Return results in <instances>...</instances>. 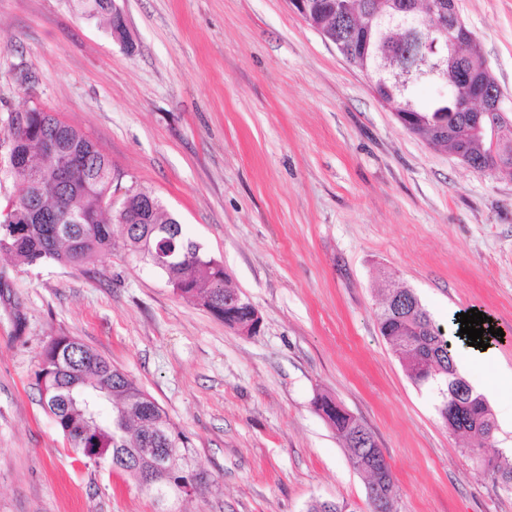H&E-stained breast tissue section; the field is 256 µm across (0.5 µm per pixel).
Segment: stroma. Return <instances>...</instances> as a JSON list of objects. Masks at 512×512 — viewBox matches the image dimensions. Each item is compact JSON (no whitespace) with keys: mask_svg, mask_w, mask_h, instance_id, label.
I'll use <instances>...</instances> for the list:
<instances>
[{"mask_svg":"<svg viewBox=\"0 0 512 512\" xmlns=\"http://www.w3.org/2000/svg\"><path fill=\"white\" fill-rule=\"evenodd\" d=\"M133 48L77 0H0V118L37 107L84 132L222 260L262 317L245 336L124 251L84 268L0 255V512H162L109 465L76 461L35 371L70 336L135 379L213 485L179 512H369L367 480L314 406L375 435L395 512H512L467 437L381 336L386 283L447 325L505 336L458 371L512 401V183L431 148L287 0H116ZM512 108V0H458Z\"/></svg>","mask_w":512,"mask_h":512,"instance_id":"35a3bbf8","label":"stroma"}]
</instances>
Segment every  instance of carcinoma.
Listing matches in <instances>:
<instances>
[{
	"label": "carcinoma",
	"mask_w": 512,
	"mask_h": 512,
	"mask_svg": "<svg viewBox=\"0 0 512 512\" xmlns=\"http://www.w3.org/2000/svg\"><path fill=\"white\" fill-rule=\"evenodd\" d=\"M359 13L355 35L363 49L354 53L351 65L367 71L377 82L375 92L394 105L409 121L401 126L422 137L437 149L457 148L481 160L475 170L495 174L497 157L485 142L469 131L467 113L454 106V95L463 86L451 88L450 96L417 102L411 87L424 79L429 65L414 59V38L408 28L383 26L381 19L399 13L403 0H349ZM415 29L429 24L435 0H415ZM85 12L112 20V0H85ZM458 59H448V76L458 64L478 73L484 65L480 45L459 38ZM412 72L408 88L402 90L389 73ZM429 117L430 125L415 124V114ZM24 123L0 129V148L5 156L19 157L30 164L32 173L13 172L21 189L0 208V253L13 257L19 266L34 267L55 262L81 267L102 251L121 248L166 277L182 297L199 301L212 316L235 328L257 329L261 317L249 301L235 299L228 287L222 261L208 255L188 237L159 199L147 205L150 191L130 187L118 199L121 221L113 223L104 208H112V164L81 131L57 115L37 107L22 111ZM57 140L70 154L67 182L60 181L58 163L44 156L47 142ZM39 205L44 217L33 215ZM401 301L384 306L377 313L380 333L394 348L413 383L429 385L436 394L442 422L458 432L457 422L448 419V407L467 421L465 435L480 440L465 452L491 472L500 487L512 492V462L503 454L487 455L486 444L495 421L486 399L458 372L445 330L432 319L417 296L408 288L387 289ZM433 363L425 376L421 364ZM42 386L43 403L58 431L69 442L84 465L109 462L112 468L132 477L138 486L159 495V486L141 483L142 474L152 468V449H175L179 459L190 461L187 435L167 417L164 410L138 387L122 369L112 365L76 338L58 336L45 347L36 372ZM316 410L336 430L347 447L354 466L366 475L367 486L384 485L390 497L397 485L373 433L340 404L326 395L318 396Z\"/></svg>",
	"instance_id": "carcinoma-1"
}]
</instances>
